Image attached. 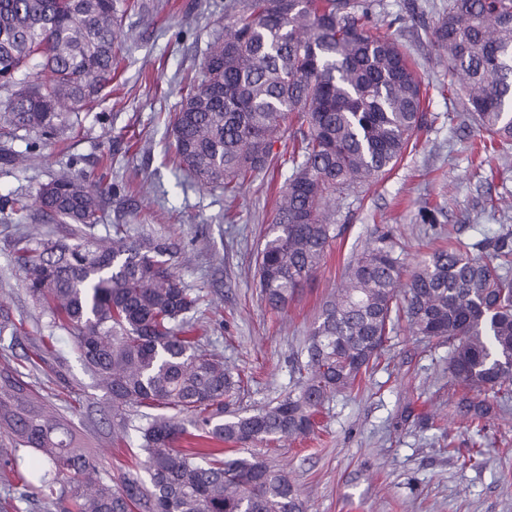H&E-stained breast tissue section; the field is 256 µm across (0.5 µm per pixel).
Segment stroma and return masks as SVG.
Segmentation results:
<instances>
[{
    "instance_id": "stroma-1",
    "label": "stroma",
    "mask_w": 512,
    "mask_h": 512,
    "mask_svg": "<svg viewBox=\"0 0 512 512\" xmlns=\"http://www.w3.org/2000/svg\"><path fill=\"white\" fill-rule=\"evenodd\" d=\"M191 0H160L153 19L128 15L119 76L73 126L52 139L21 133L15 149L34 145L24 171L0 165V199L34 192L65 164L102 185L141 192L127 218L133 232L180 243L189 256L177 272L202 297L201 345L241 373L231 409L252 412L293 387L292 362L305 344L323 301L339 285L352 250L388 235L406 267L458 238L474 257L489 259L490 240L512 232V142L496 144L483 162L471 144L448 72L429 33L448 0H374L368 26L404 44L418 61L429 112L414 148L378 182L336 204L339 234L324 263L284 312L266 305L257 257L273 218L266 177H259L226 211L224 192L188 182L172 162L170 119L179 108L183 80L198 72L225 0H207L199 24L184 22ZM30 226L0 210V294L9 293L16 332L0 334V365L30 373L45 397L74 423L97 464L113 477L131 470L130 450L112 442V412L68 333L49 325L22 288L14 245ZM448 374V346L390 333L384 355L354 390L320 409L313 434L246 446L241 454L287 469L308 512H512V397L494 399L496 413L482 425L464 418Z\"/></svg>"
}]
</instances>
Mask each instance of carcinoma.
<instances>
[{
	"instance_id": "cac0c4a2",
	"label": "carcinoma",
	"mask_w": 512,
	"mask_h": 512,
	"mask_svg": "<svg viewBox=\"0 0 512 512\" xmlns=\"http://www.w3.org/2000/svg\"><path fill=\"white\" fill-rule=\"evenodd\" d=\"M156 0H0V137L54 134L112 83L120 27ZM369 0H228L197 75L172 119L179 169L202 187L240 197L260 174H289L258 259L267 305L287 307L336 238V200L394 168L435 120L414 64L388 35L371 32ZM476 135L512 140V0H448L431 32ZM30 149L0 148L27 169ZM119 196L67 164L31 196L0 201L33 224H69L70 237H29L13 263L52 324L73 338L112 407V435H137V466L119 482L79 446L70 421L25 375L0 367V471L17 477L42 512H307L282 469L226 454L306 436L321 407L355 386L405 323L448 343V374L472 422L492 412L470 393L512 396V238L494 257L469 244L433 251L407 271L384 236L352 255L304 346L296 388L253 413L224 414L240 375L202 348L193 317L200 296L176 274L184 251L169 238L129 235L125 211L112 233L90 232ZM168 408L171 415L153 410ZM182 413L194 416L191 448Z\"/></svg>"
}]
</instances>
